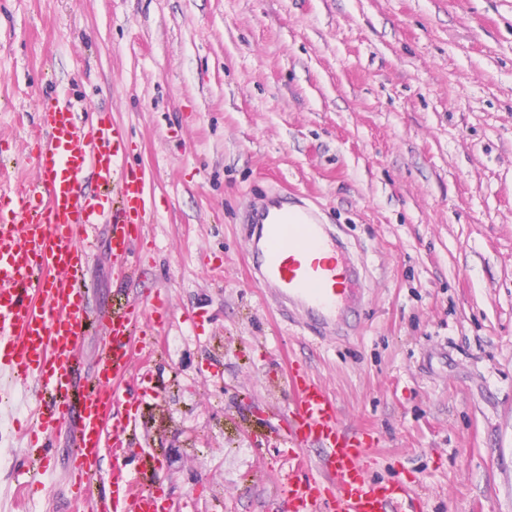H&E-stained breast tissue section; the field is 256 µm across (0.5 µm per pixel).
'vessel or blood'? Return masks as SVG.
Returning <instances> with one entry per match:
<instances>
[{
    "mask_svg": "<svg viewBox=\"0 0 512 512\" xmlns=\"http://www.w3.org/2000/svg\"><path fill=\"white\" fill-rule=\"evenodd\" d=\"M76 110L64 92L41 99L34 135L40 176L18 182L15 200L0 206V393L35 388L27 409L34 430L15 477L45 471L51 438L71 427L66 473L74 512H176L156 482L155 457L142 458L135 471L123 463L135 415L115 409L136 359L157 348L152 332L163 326L156 314L165 301L156 294L98 322L80 286L99 225H108L112 264L124 272L155 211L144 179L125 170L124 129L104 112L78 124ZM247 218L258 242L252 282L309 317L318 335L350 330L361 276L319 213L302 201L269 203L250 206ZM95 324L103 346L86 384L77 352ZM288 384L295 451L278 482L275 512H420L408 486L370 477L374 432L349 429L304 367L292 369ZM106 451L116 459L109 471L99 465Z\"/></svg>",
    "mask_w": 512,
    "mask_h": 512,
    "instance_id": "1",
    "label": "vessel or blood"
}]
</instances>
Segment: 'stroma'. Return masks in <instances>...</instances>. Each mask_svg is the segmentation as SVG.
<instances>
[{"mask_svg":"<svg viewBox=\"0 0 512 512\" xmlns=\"http://www.w3.org/2000/svg\"><path fill=\"white\" fill-rule=\"evenodd\" d=\"M60 89L125 127L157 218L138 283L117 291L105 237L83 271L96 310L166 296L130 462L187 512H267L299 364L422 512H512V0H0V181L38 177ZM275 192L365 266L349 335L252 287L247 206ZM5 426L0 502L54 512L72 432L22 501V405Z\"/></svg>","mask_w":512,"mask_h":512,"instance_id":"obj_1","label":"stroma"}]
</instances>
